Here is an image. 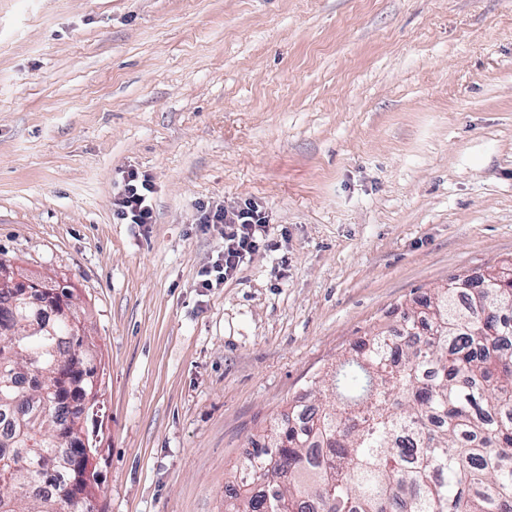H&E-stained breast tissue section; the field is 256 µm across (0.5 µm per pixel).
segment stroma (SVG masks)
<instances>
[{
	"mask_svg": "<svg viewBox=\"0 0 512 512\" xmlns=\"http://www.w3.org/2000/svg\"><path fill=\"white\" fill-rule=\"evenodd\" d=\"M247 202L265 248L202 288ZM511 257L512 0H0V259L102 347L101 512H224L316 376ZM153 186L149 178L137 171L128 172L115 198V214L124 224H151Z\"/></svg>",
	"mask_w": 512,
	"mask_h": 512,
	"instance_id": "obj_1",
	"label": "stroma"
}]
</instances>
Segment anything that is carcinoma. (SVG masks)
Wrapping results in <instances>:
<instances>
[{
	"mask_svg": "<svg viewBox=\"0 0 512 512\" xmlns=\"http://www.w3.org/2000/svg\"><path fill=\"white\" fill-rule=\"evenodd\" d=\"M0 287V512H99L98 347L56 299ZM54 323L53 332L41 324ZM320 378L331 401L298 425L294 401L250 440L224 512H512V276L452 281L403 309Z\"/></svg>",
	"mask_w": 512,
	"mask_h": 512,
	"instance_id": "cac0c4a2",
	"label": "carcinoma"
}]
</instances>
